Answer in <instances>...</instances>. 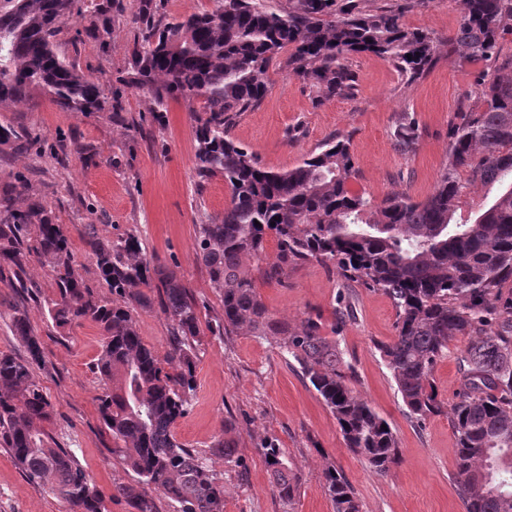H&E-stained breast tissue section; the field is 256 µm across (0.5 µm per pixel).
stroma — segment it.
I'll return each mask as SVG.
<instances>
[{
    "label": "stroma",
    "instance_id": "obj_1",
    "mask_svg": "<svg viewBox=\"0 0 512 512\" xmlns=\"http://www.w3.org/2000/svg\"><path fill=\"white\" fill-rule=\"evenodd\" d=\"M82 12L63 24L57 52L97 77L105 108L93 114L65 112L34 92L26 106L0 110L8 119L40 136L38 152L18 157L0 145V190L16 176L28 183L32 200L51 211L56 223L72 229L92 224L101 236H138L147 254L180 277L202 306L203 321L220 311L217 293L196 259V226L223 212L230 196L222 178L200 182L195 169V141L184 102H170L163 123H156L147 94L124 85L129 67L126 48L139 34L137 0H80ZM460 18L458 0H426L405 9L406 26L438 37L451 34ZM110 37L99 38L100 27ZM357 86L353 96L317 100L315 92L287 69L271 70L270 90L261 106L241 115L234 140L273 171L294 167L339 134L352 138L359 176L356 192L383 198L395 191L415 199L429 195L448 152V119L458 100L472 88L474 64L441 52L433 67L409 83L383 58L349 55ZM411 113L420 130L415 153L403 154L393 142L399 113ZM87 146L85 154L59 159L61 145ZM260 294L274 317L299 323L320 316L332 323L340 296L351 295L354 317L339 342L352 367L355 392L387 421L401 449L398 465L375 473L347 447L330 410L272 340L249 335L219 338L202 333L196 367L197 390L188 415L173 428L189 448L205 449L225 424H232L237 452L245 459V477H237L223 457L209 464L224 479V512H333L325 491L324 471L342 470L361 504V512H465L454 483V437L445 416L419 422L410 418L378 343L394 335L395 309L381 293L344 282L317 263L289 272L284 284L264 286ZM55 295L48 267L32 260L24 282L0 279V304L20 302L29 310L47 363L36 380L55 412L53 434L78 460L103 493L108 512H130L113 495L117 483L134 484V474L109 454L111 438L97 411L101 389L94 363L101 349L99 326L84 321L60 333L47 317L45 302ZM465 337L448 345L434 376L441 397L455 401L460 389L458 357ZM282 448L297 492L283 503L273 486L262 448ZM49 488L29 483L0 449V512H65Z\"/></svg>",
    "mask_w": 512,
    "mask_h": 512
}]
</instances>
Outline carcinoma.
Returning <instances> with one entry per match:
<instances>
[{
    "label": "carcinoma",
    "mask_w": 512,
    "mask_h": 512,
    "mask_svg": "<svg viewBox=\"0 0 512 512\" xmlns=\"http://www.w3.org/2000/svg\"><path fill=\"white\" fill-rule=\"evenodd\" d=\"M77 2L0 0V107L23 104L39 90L67 112L101 110L102 84L55 51ZM289 2L288 11L276 12L263 0H218L211 11L169 21L153 0H139L141 37L127 48L131 70L121 81L146 91L158 123L171 101H184L200 182L221 177L230 190L224 212L198 225L196 235L197 260L221 303L207 329L274 340L322 398L347 447L383 475L397 464L399 445L350 385L338 341L351 318L350 300L340 299L327 334L318 316L294 328L271 316L258 288L282 285L288 270L316 262L382 293L396 311L395 336L378 350L411 417H448L465 512H512V54L501 48L512 35V0H459L458 26L444 39L407 27L399 11L367 13L356 0ZM444 46L484 68L448 123V161L422 200L406 192L380 200L353 192L349 182L359 170L348 135L277 172L262 169L231 136L242 113L261 104L277 65L321 99L347 98L356 90L349 55L371 52L414 82ZM420 137L416 119L398 114L394 146L412 154ZM36 143L30 130L0 125V145L15 154H28ZM478 188L496 193L473 222L457 223L462 197ZM27 190L21 179L0 196V278L23 282L35 256L56 285L47 303L56 330L84 320L99 325V418L111 453L137 476L135 487L115 484V495L131 512H164V504L171 512H224V479L209 456H224L243 476L236 441L220 435L198 451L173 434L196 390L199 303L175 272L147 257L136 235L112 240L83 224L78 233L109 291L96 293L75 268L63 225L37 203L15 206ZM269 238L276 245L272 259ZM155 304L170 325L162 360L143 343L134 316ZM0 318L26 351L23 359L0 353V447L30 483L50 485L68 512H107L75 453L51 433L53 408L34 377V368L46 366L44 349L26 307L11 305ZM457 336L470 342L459 357L461 390L450 405L439 398L434 372ZM173 361L178 369L171 372L166 364ZM262 454L279 498L291 502L296 485L281 448L270 443ZM489 476L502 485L499 492ZM324 485L333 512H360L342 472L328 468Z\"/></svg>",
    "instance_id": "carcinoma-1"
}]
</instances>
